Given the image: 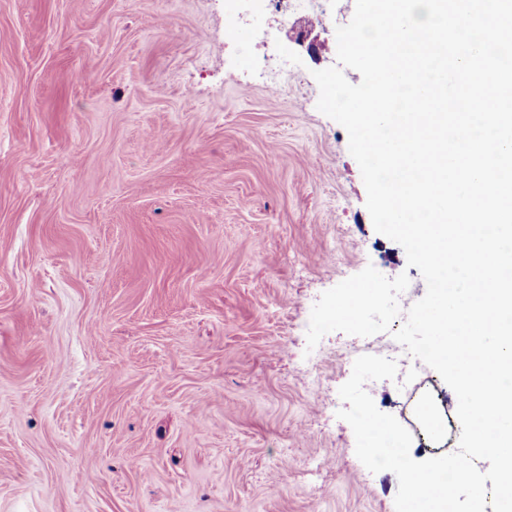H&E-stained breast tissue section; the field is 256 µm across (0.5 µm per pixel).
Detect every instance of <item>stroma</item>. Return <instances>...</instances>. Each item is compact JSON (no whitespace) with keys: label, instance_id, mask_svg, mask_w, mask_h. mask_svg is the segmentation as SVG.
Listing matches in <instances>:
<instances>
[{"label":"stroma","instance_id":"stroma-1","mask_svg":"<svg viewBox=\"0 0 512 512\" xmlns=\"http://www.w3.org/2000/svg\"><path fill=\"white\" fill-rule=\"evenodd\" d=\"M354 10L250 36L225 0H0V512H395L309 384L389 333L306 356L314 304L367 266L426 293L317 108ZM410 375L453 408L413 357L369 386L381 412L405 421Z\"/></svg>","mask_w":512,"mask_h":512}]
</instances>
